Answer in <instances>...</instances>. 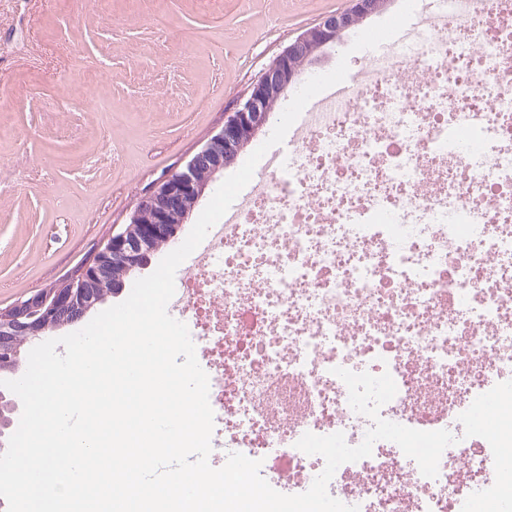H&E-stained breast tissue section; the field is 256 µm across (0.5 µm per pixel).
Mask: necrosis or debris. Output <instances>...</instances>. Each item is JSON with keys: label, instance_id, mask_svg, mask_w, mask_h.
I'll return each mask as SVG.
<instances>
[{"label": "necrosis or debris", "instance_id": "1", "mask_svg": "<svg viewBox=\"0 0 512 512\" xmlns=\"http://www.w3.org/2000/svg\"><path fill=\"white\" fill-rule=\"evenodd\" d=\"M216 224L173 303L206 355L225 453L299 494L322 472L308 432L362 442L372 422L333 370L390 373L382 418L456 437L437 478L396 443L341 465L359 512H512V0H451L344 97L307 113ZM509 417L475 431L471 410Z\"/></svg>", "mask_w": 512, "mask_h": 512}]
</instances>
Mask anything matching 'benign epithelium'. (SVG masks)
I'll use <instances>...</instances> for the list:
<instances>
[{"mask_svg": "<svg viewBox=\"0 0 512 512\" xmlns=\"http://www.w3.org/2000/svg\"><path fill=\"white\" fill-rule=\"evenodd\" d=\"M350 6L306 28L251 83L223 127L188 160L159 179L138 200L124 224L112 226L93 257L62 283L37 289L17 300L0 324V374L15 373L23 346L62 321L73 323L87 308L82 304L88 272L99 275L122 266L132 276L149 254L173 244L177 230L169 216L185 222L216 175L267 125L276 104L294 87L312 52L336 43L383 8V0H349Z\"/></svg>", "mask_w": 512, "mask_h": 512, "instance_id": "obj_1", "label": "benign epithelium"}]
</instances>
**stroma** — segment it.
Returning a JSON list of instances; mask_svg holds the SVG:
<instances>
[{
  "label": "stroma",
  "mask_w": 512,
  "mask_h": 512,
  "mask_svg": "<svg viewBox=\"0 0 512 512\" xmlns=\"http://www.w3.org/2000/svg\"><path fill=\"white\" fill-rule=\"evenodd\" d=\"M347 5L0 0V308L88 259L284 47Z\"/></svg>",
  "instance_id": "35a3bbf8"
}]
</instances>
